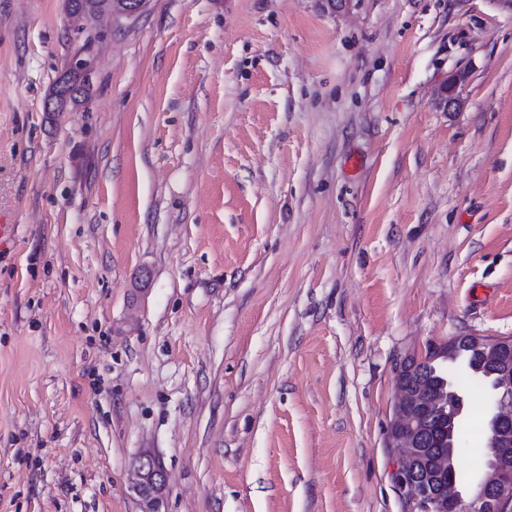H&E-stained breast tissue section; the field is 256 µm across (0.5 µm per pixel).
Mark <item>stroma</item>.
I'll return each instance as SVG.
<instances>
[{"mask_svg":"<svg viewBox=\"0 0 512 512\" xmlns=\"http://www.w3.org/2000/svg\"><path fill=\"white\" fill-rule=\"evenodd\" d=\"M1 224L0 512H140L144 452L165 512H410L401 362L512 338V5L0 0ZM78 72L82 78L80 80V77L77 74H73L69 77V80L72 84V87H75L79 84V86L76 88L77 95H73L70 98V101L68 103L69 107H75L78 105H82L86 103L92 96V92L90 90L84 89L82 87V81L84 84L89 88L94 82V69L93 65L90 59L83 57L81 54H75L68 64L66 65L65 69L62 71V73L59 75V83H58V94L54 95L53 97L49 98L45 102V110L49 112L53 111H59V108L61 107V104L63 100H65L68 95L71 93V91L68 89L69 85L65 82V76L69 74L70 72ZM134 475L129 489L139 502L140 511L163 512L169 478L160 459L152 453H142L135 461Z\"/></svg>","mask_w":512,"mask_h":512,"instance_id":"stroma-1","label":"stroma"}]
</instances>
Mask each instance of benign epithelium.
I'll return each mask as SVG.
<instances>
[{
  "instance_id": "7a95c632",
  "label": "benign epithelium",
  "mask_w": 512,
  "mask_h": 512,
  "mask_svg": "<svg viewBox=\"0 0 512 512\" xmlns=\"http://www.w3.org/2000/svg\"><path fill=\"white\" fill-rule=\"evenodd\" d=\"M144 4V0H116L109 6L108 13L132 17ZM80 74L86 86L94 81V69L90 59L81 54L74 55L59 75L58 94L47 99L45 110L59 111L63 100L70 94L65 76L71 72ZM465 75H455L444 87L439 106L443 109L459 107L455 96L458 83ZM486 362L493 364L499 377L500 395L492 400L488 417V462L487 468L474 497L465 501L457 483L452 482L433 490L428 486H416L408 480L410 464L426 455L423 414L427 399L426 385L397 384L394 417L388 428L389 446L402 449L395 469L396 485L413 508L421 512H512V362L507 352L512 350L510 339H486L481 336H465ZM135 478L129 486L140 504L141 512H163L164 491L168 474L160 459L151 453L137 457L134 466Z\"/></svg>"
}]
</instances>
